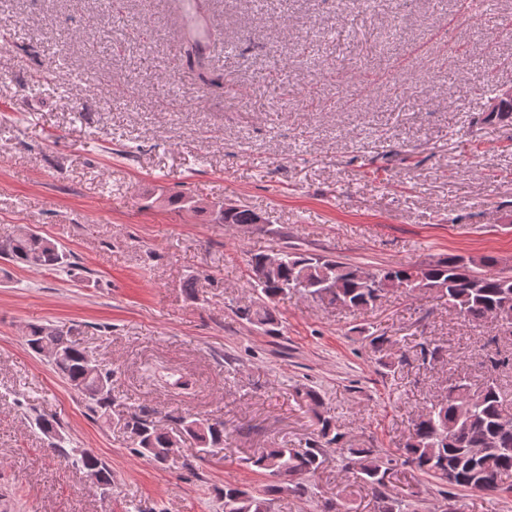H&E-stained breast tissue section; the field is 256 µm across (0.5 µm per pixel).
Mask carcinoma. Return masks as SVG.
<instances>
[{"label":"carcinoma","instance_id":"1","mask_svg":"<svg viewBox=\"0 0 512 512\" xmlns=\"http://www.w3.org/2000/svg\"><path fill=\"white\" fill-rule=\"evenodd\" d=\"M484 120L512 123V98L504 99L492 89L489 111ZM168 203L181 209L207 213L214 224L229 228L261 223V217L248 210L224 209L222 203L207 204L189 197H175ZM277 272L264 281L255 282L256 301L238 311L240 318L263 329L269 335L279 333L272 304L281 296L299 292L338 304L352 312L373 308L388 293L435 291L463 320L479 323L495 319L512 325V275L495 270L494 256L480 259L481 270L472 261L444 257L427 264L397 265L372 270L374 280L365 282L363 269L321 255L281 251ZM0 258L14 264L44 271H60L71 265L70 255L51 239L36 233L23 234L0 241ZM26 343L37 355L53 352L54 368L92 405L111 407L112 368L102 366L99 376L85 372V351L50 325L30 327ZM313 414L315 437L304 448H261L245 458L254 472L278 480L256 489H243L227 483L219 492L224 512H272V497L281 491L279 482L291 486L302 496L308 492L306 480L314 477L324 462L325 449L340 448L341 461L353 469L371 491L376 512H405L402 503L386 492L393 459L375 448H342V435L336 422L321 411L318 393L301 392ZM153 413L143 407H131L124 421L131 434L136 453L153 462H166V451L174 437L189 436L201 444V452L224 443V421L203 419L195 414L179 418L178 426L161 427ZM82 470H96L105 484H112L108 466L84 448H56ZM401 465L412 473L426 475L454 489L469 492L512 493V404L499 386L489 380L474 388L459 381L448 388V395L424 409L403 445Z\"/></svg>","mask_w":512,"mask_h":512}]
</instances>
